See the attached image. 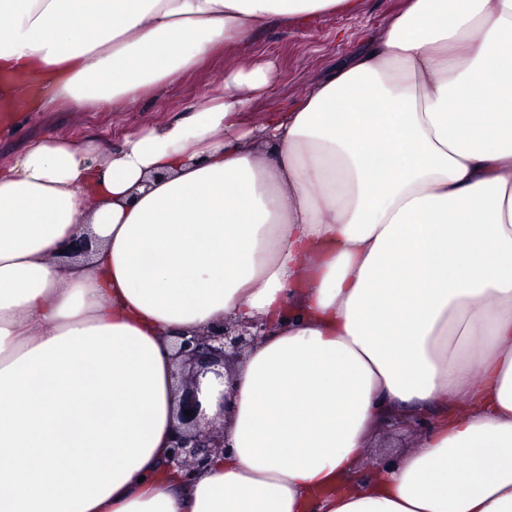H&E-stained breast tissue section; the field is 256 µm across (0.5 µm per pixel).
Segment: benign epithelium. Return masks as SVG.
Returning <instances> with one entry per match:
<instances>
[{
	"label": "benign epithelium",
	"instance_id": "benign-epithelium-1",
	"mask_svg": "<svg viewBox=\"0 0 512 512\" xmlns=\"http://www.w3.org/2000/svg\"><path fill=\"white\" fill-rule=\"evenodd\" d=\"M264 330L260 321H238L226 322L204 335L178 337L175 359L181 371L182 394L178 426L166 459L167 472L189 474L228 448L224 428L208 418L202 407L200 377L211 372L221 379L223 390L217 397V407L218 416H224V406L232 393V378L226 369L245 356ZM187 410L192 415H185Z\"/></svg>",
	"mask_w": 512,
	"mask_h": 512
}]
</instances>
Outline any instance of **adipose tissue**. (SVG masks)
<instances>
[{"mask_svg": "<svg viewBox=\"0 0 512 512\" xmlns=\"http://www.w3.org/2000/svg\"><path fill=\"white\" fill-rule=\"evenodd\" d=\"M357 0H0V105L132 108ZM274 60L0 165V512H512V0H407L292 107ZM92 236L89 257L63 246ZM268 330L224 454L162 472L173 342ZM428 429L383 468V415Z\"/></svg>", "mask_w": 512, "mask_h": 512, "instance_id": "adipose-tissue-1", "label": "adipose tissue"}]
</instances>
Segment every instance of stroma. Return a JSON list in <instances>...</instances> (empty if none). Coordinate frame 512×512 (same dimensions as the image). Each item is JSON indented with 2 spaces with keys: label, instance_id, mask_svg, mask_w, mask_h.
<instances>
[{
  "label": "stroma",
  "instance_id": "obj_1",
  "mask_svg": "<svg viewBox=\"0 0 512 512\" xmlns=\"http://www.w3.org/2000/svg\"><path fill=\"white\" fill-rule=\"evenodd\" d=\"M403 0H360L355 14L317 17L303 30L274 24L229 53H216L196 71L132 111L109 106L72 112L58 106L43 117L31 118L9 139L0 140V164L9 161L23 141L33 134H52L80 140L88 136L117 142L129 129L160 122L184 111L199 98L205 86L214 85L224 73L225 61L245 63L255 57L275 59L280 68L268 97L255 102L244 118L246 124L260 123L271 107L289 105L332 67L361 48L367 36L379 33L402 8Z\"/></svg>",
  "mask_w": 512,
  "mask_h": 512
}]
</instances>
